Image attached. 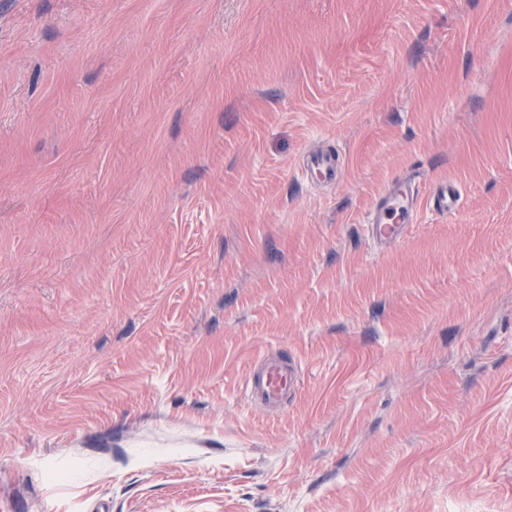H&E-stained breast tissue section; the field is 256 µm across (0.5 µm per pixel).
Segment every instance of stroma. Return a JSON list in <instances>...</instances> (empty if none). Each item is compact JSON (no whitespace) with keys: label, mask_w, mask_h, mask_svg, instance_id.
Segmentation results:
<instances>
[{"label":"stroma","mask_w":512,"mask_h":512,"mask_svg":"<svg viewBox=\"0 0 512 512\" xmlns=\"http://www.w3.org/2000/svg\"><path fill=\"white\" fill-rule=\"evenodd\" d=\"M9 499L512 512V0H0ZM418 216V191L407 179L395 182L376 200L366 217L370 238L384 249L404 236L409 224ZM460 193L457 186L452 183L442 184L430 198L429 207L434 213L447 214L449 210L457 209L460 205ZM302 383L297 365L276 357L264 358L252 366L246 379V391L255 402L276 408L295 394Z\"/></svg>","instance_id":"stroma-1"}]
</instances>
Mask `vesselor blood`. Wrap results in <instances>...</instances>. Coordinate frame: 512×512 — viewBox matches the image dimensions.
Masks as SVG:
<instances>
[{
	"instance_id": "b4317fda",
	"label": "vessel or blood",
	"mask_w": 512,
	"mask_h": 512,
	"mask_svg": "<svg viewBox=\"0 0 512 512\" xmlns=\"http://www.w3.org/2000/svg\"><path fill=\"white\" fill-rule=\"evenodd\" d=\"M460 193L454 183L442 184L430 199L434 213L445 214L460 205ZM418 191L407 179L395 182L376 200L366 217L367 231L379 248H386L403 237L408 225L416 223ZM302 383L297 365L280 357L262 359L251 367L246 390L252 400L274 408L295 394Z\"/></svg>"
}]
</instances>
